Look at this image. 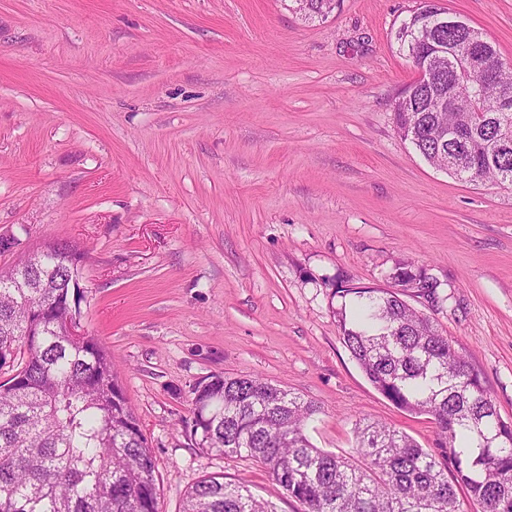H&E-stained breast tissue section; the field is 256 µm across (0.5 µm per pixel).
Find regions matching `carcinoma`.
<instances>
[{
  "mask_svg": "<svg viewBox=\"0 0 512 512\" xmlns=\"http://www.w3.org/2000/svg\"><path fill=\"white\" fill-rule=\"evenodd\" d=\"M325 16L334 0H300ZM443 7L414 11L395 31L415 70L448 55L428 81L413 80L394 113L398 136L430 165L455 157L448 175L512 185V137H501L502 94L512 108V68L476 27L432 30ZM454 128L440 142L434 124ZM83 253L65 243L0 270V512H161L157 461L112 372V358L80 324ZM392 288L337 278L332 297L344 346L369 382L397 407L434 418L453 471L409 436L379 422L354 427L358 462L314 447L304 433L319 408L259 376L214 374L192 389V444L246 453L300 505V512H460L457 488L482 512H512V422L502 419L479 373L396 291L436 297L437 281L408 261ZM27 287L21 288L19 284ZM479 449L467 456V443ZM182 512H275L222 475L200 479Z\"/></svg>",
  "mask_w": 512,
  "mask_h": 512,
  "instance_id": "carcinoma-1",
  "label": "carcinoma"
}]
</instances>
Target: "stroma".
<instances>
[{
  "label": "stroma",
  "instance_id": "obj_1",
  "mask_svg": "<svg viewBox=\"0 0 512 512\" xmlns=\"http://www.w3.org/2000/svg\"><path fill=\"white\" fill-rule=\"evenodd\" d=\"M512 63V0H438ZM419 0H0V236L83 248L80 323L157 459L162 512L203 476L298 512L257 463L186 438L192 389L258 375L315 403L305 433L355 454L356 421L437 451L344 347L336 278L410 298L512 421V186L428 165L395 131L416 76L394 33ZM394 287L400 290L415 289L418 295L436 298L437 281L429 277L421 268H416L411 262L398 261L389 274ZM412 288H408V286Z\"/></svg>",
  "mask_w": 512,
  "mask_h": 512
}]
</instances>
